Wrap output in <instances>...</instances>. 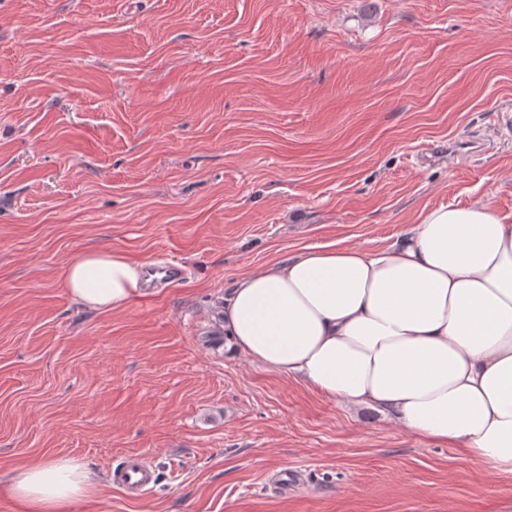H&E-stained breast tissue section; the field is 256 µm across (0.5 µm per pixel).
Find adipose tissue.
Returning <instances> with one entry per match:
<instances>
[{
    "label": "adipose tissue",
    "mask_w": 512,
    "mask_h": 512,
    "mask_svg": "<svg viewBox=\"0 0 512 512\" xmlns=\"http://www.w3.org/2000/svg\"><path fill=\"white\" fill-rule=\"evenodd\" d=\"M142 268L87 251L67 288L85 308L120 309L143 295ZM220 320L266 369L512 472V215L442 206L382 249L306 250L241 276ZM90 487L55 459L20 468L11 490L30 512H68Z\"/></svg>",
    "instance_id": "adipose-tissue-1"
}]
</instances>
